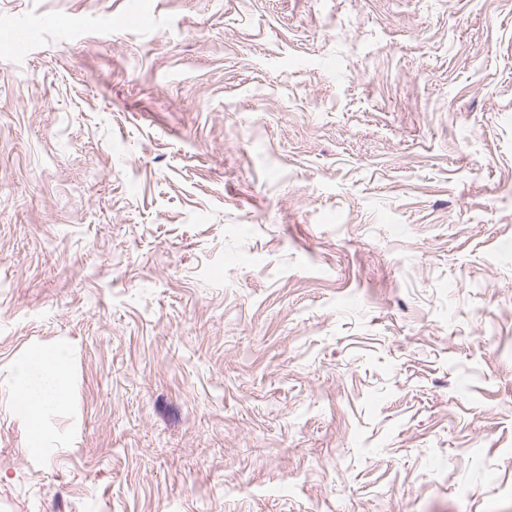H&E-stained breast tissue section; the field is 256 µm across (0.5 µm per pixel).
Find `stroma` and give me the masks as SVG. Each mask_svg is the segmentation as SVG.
I'll list each match as a JSON object with an SVG mask.
<instances>
[{"instance_id":"1","label":"stroma","mask_w":512,"mask_h":512,"mask_svg":"<svg viewBox=\"0 0 512 512\" xmlns=\"http://www.w3.org/2000/svg\"><path fill=\"white\" fill-rule=\"evenodd\" d=\"M3 27L0 512H512V0ZM62 362L59 354L37 352L28 357L20 370L15 399L24 403L22 412L36 438L48 411L66 399V386L60 375ZM36 383L47 386L40 395L35 391Z\"/></svg>"}]
</instances>
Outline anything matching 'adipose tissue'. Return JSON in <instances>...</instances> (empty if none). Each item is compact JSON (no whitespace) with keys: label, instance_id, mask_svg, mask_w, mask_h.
I'll return each mask as SVG.
<instances>
[{"label":"adipose tissue","instance_id":"obj_1","mask_svg":"<svg viewBox=\"0 0 512 512\" xmlns=\"http://www.w3.org/2000/svg\"><path fill=\"white\" fill-rule=\"evenodd\" d=\"M61 365L60 355L38 352L29 356L20 370L15 399L23 405L32 435H40L48 411L66 398Z\"/></svg>","mask_w":512,"mask_h":512}]
</instances>
